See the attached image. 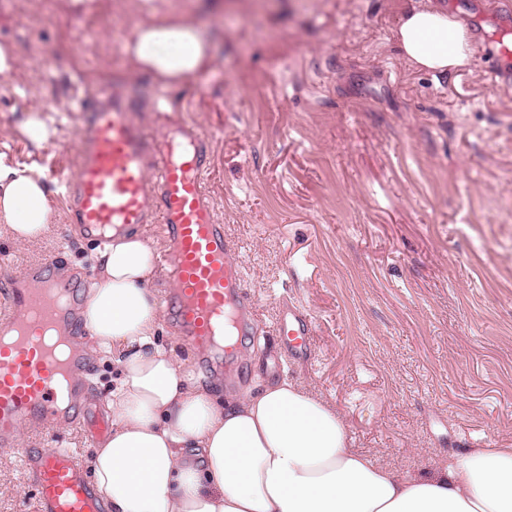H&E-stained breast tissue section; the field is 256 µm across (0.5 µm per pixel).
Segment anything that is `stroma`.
<instances>
[{
	"instance_id": "stroma-1",
	"label": "stroma",
	"mask_w": 512,
	"mask_h": 512,
	"mask_svg": "<svg viewBox=\"0 0 512 512\" xmlns=\"http://www.w3.org/2000/svg\"><path fill=\"white\" fill-rule=\"evenodd\" d=\"M410 0H0V159L74 177L76 95L133 92L152 134L155 98L209 138L216 214L259 320L237 387L288 377L342 415L350 445L412 475L439 454L512 448V84L489 49L446 75L411 69L394 42ZM207 27L209 66L160 88L123 45L152 9ZM49 108L57 135L33 151L19 129ZM51 234L0 230V311L29 266L61 258L92 279L91 241L52 194ZM314 322L310 356L282 354L281 310ZM85 458L80 426L51 423L0 452V512H35L27 448Z\"/></svg>"
}]
</instances>
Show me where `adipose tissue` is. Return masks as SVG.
Listing matches in <instances>:
<instances>
[{
  "label": "adipose tissue",
  "instance_id": "obj_1",
  "mask_svg": "<svg viewBox=\"0 0 512 512\" xmlns=\"http://www.w3.org/2000/svg\"><path fill=\"white\" fill-rule=\"evenodd\" d=\"M396 41L421 72L472 58L464 25L424 0L403 14ZM212 51L196 23L157 10L124 44L162 87L203 71ZM52 222L43 173L0 162V224L11 237L35 243ZM95 259L80 317L119 379L105 400L112 432L86 465L107 512H512V448L440 458L427 478L379 465L349 448L335 408L288 378L227 391L162 346L156 249L142 234H109Z\"/></svg>",
  "mask_w": 512,
  "mask_h": 512
}]
</instances>
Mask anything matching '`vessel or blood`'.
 <instances>
[{
	"mask_svg": "<svg viewBox=\"0 0 512 512\" xmlns=\"http://www.w3.org/2000/svg\"><path fill=\"white\" fill-rule=\"evenodd\" d=\"M479 14H491L499 33L488 64L491 82L512 69V0H478ZM85 115L78 133L79 167L65 181L63 198L81 234L103 239L143 224L163 225L168 249L163 262L170 274L168 313L182 338L209 356L221 336L247 335L256 321L252 298L234 259L236 243L224 232L207 191L212 167L209 142L193 125L165 124L161 137L150 135L133 117L130 95H113L109 104L75 99ZM54 261L29 268L24 280L7 290L9 313L0 320V450L15 448L20 429L46 423L76 422L91 435L110 428L92 407L61 406L60 391L75 397L88 389L87 352L59 358L48 331L74 334L79 327L80 287L54 283ZM279 343L306 353L312 342L311 319L297 308L282 310L276 323ZM35 490L36 512H104L94 484L76 455L66 448H33L24 460Z\"/></svg>",
	"mask_w": 512,
	"mask_h": 512,
	"instance_id": "obj_1",
	"label": "vessel or blood"
}]
</instances>
